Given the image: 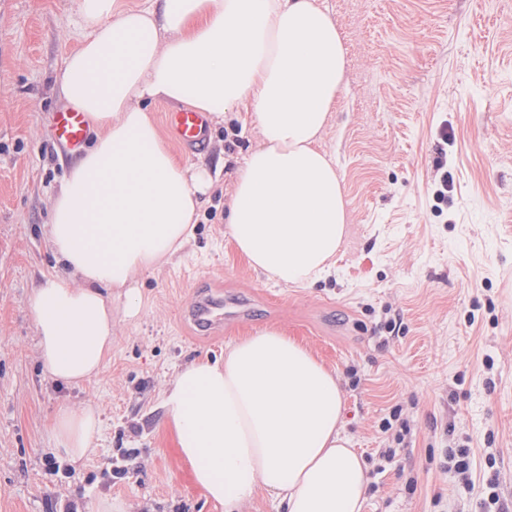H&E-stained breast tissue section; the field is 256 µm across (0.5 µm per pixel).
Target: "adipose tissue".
I'll list each match as a JSON object with an SVG mask.
<instances>
[{
    "label": "adipose tissue",
    "mask_w": 512,
    "mask_h": 512,
    "mask_svg": "<svg viewBox=\"0 0 512 512\" xmlns=\"http://www.w3.org/2000/svg\"><path fill=\"white\" fill-rule=\"evenodd\" d=\"M82 37L56 72L64 106L96 138L51 196L48 240L62 271L30 299L38 360L80 386L112 349V299L144 306L141 278L179 259L223 166L182 164L149 106L164 100L223 124L247 112L257 137L230 188L226 234L268 279L308 287L335 272L349 222L321 148L347 49L321 0H70ZM334 371L283 330H258L220 361L180 368L166 426L206 499L244 512L258 493L283 512H363L371 479L344 432ZM92 405L60 410L55 451L80 462L99 435Z\"/></svg>",
    "instance_id": "adipose-tissue-1"
}]
</instances>
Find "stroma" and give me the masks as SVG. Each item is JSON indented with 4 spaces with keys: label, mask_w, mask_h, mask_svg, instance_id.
<instances>
[{
    "label": "stroma",
    "mask_w": 512,
    "mask_h": 512,
    "mask_svg": "<svg viewBox=\"0 0 512 512\" xmlns=\"http://www.w3.org/2000/svg\"><path fill=\"white\" fill-rule=\"evenodd\" d=\"M323 2L349 59L322 142L350 211L335 276L285 286L237 253L226 180L256 137L234 118L210 126L202 152L175 150L224 165L195 241L142 279L136 319L113 300L103 371L68 387L42 371L29 300L56 266L50 196L71 155L46 136L62 107L56 70L81 33L69 0H0V512H99L112 499L127 512H224L180 459L162 394L182 366L266 327L336 372L371 477L363 512H486L492 491L512 503V0ZM444 174L453 184L440 207ZM200 289L243 301L244 317L200 332L184 314ZM88 403L102 421L92 454L50 470L56 412ZM393 414L404 439L381 427ZM456 447L470 452L465 482L446 467Z\"/></svg>",
    "instance_id": "obj_1"
}]
</instances>
